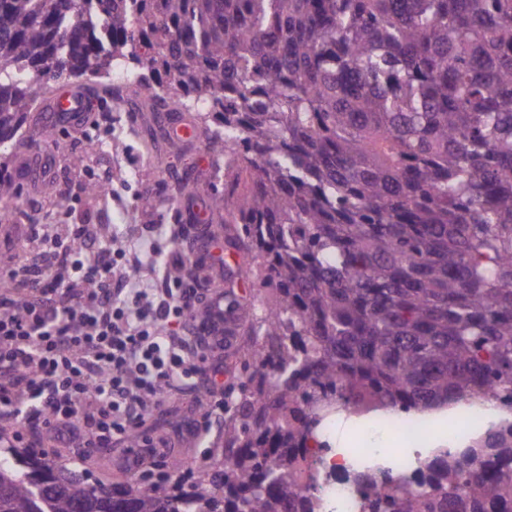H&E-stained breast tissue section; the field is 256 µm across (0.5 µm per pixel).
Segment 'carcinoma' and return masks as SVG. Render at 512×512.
<instances>
[{
  "mask_svg": "<svg viewBox=\"0 0 512 512\" xmlns=\"http://www.w3.org/2000/svg\"><path fill=\"white\" fill-rule=\"evenodd\" d=\"M198 115L265 291L224 468L127 488L0 448V512H319L339 413L512 405V0H0V145L63 76ZM0 154V201L19 204ZM360 512H512V417Z\"/></svg>",
  "mask_w": 512,
  "mask_h": 512,
  "instance_id": "cac0c4a2",
  "label": "carcinoma"
}]
</instances>
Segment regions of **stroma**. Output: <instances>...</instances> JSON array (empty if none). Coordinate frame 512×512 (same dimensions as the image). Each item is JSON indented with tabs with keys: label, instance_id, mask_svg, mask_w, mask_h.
I'll return each mask as SVG.
<instances>
[{
	"label": "stroma",
	"instance_id": "35a3bbf8",
	"mask_svg": "<svg viewBox=\"0 0 512 512\" xmlns=\"http://www.w3.org/2000/svg\"><path fill=\"white\" fill-rule=\"evenodd\" d=\"M87 106L90 123L78 130L56 125L44 111L29 115L14 159L41 150L54 138L63 143L51 154L47 176L33 184L23 174L14 176L32 223L97 224L102 235L117 237L133 252L153 237V225L187 223L190 210H210L212 196L223 193L224 178L203 140L184 148L174 147L167 137L149 143L130 128L113 126L110 98L92 96ZM93 180L108 184V196L93 199L84 193V184ZM124 452L118 445L83 461L65 448L56 454L59 463L87 472L91 483L123 486L136 479L119 465ZM171 456L201 475L223 459V434L213 432L199 445H179Z\"/></svg>",
	"mask_w": 512,
	"mask_h": 512
}]
</instances>
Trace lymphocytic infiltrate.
<instances>
[{"label": "lymphocytic infiltrate", "mask_w": 512, "mask_h": 512, "mask_svg": "<svg viewBox=\"0 0 512 512\" xmlns=\"http://www.w3.org/2000/svg\"><path fill=\"white\" fill-rule=\"evenodd\" d=\"M33 257L0 264V447L68 448L86 458L128 441L167 392L204 396L186 438L224 413V329L208 322L209 281L144 278L90 224L31 225Z\"/></svg>", "instance_id": "lymphocytic-infiltrate-1"}]
</instances>
